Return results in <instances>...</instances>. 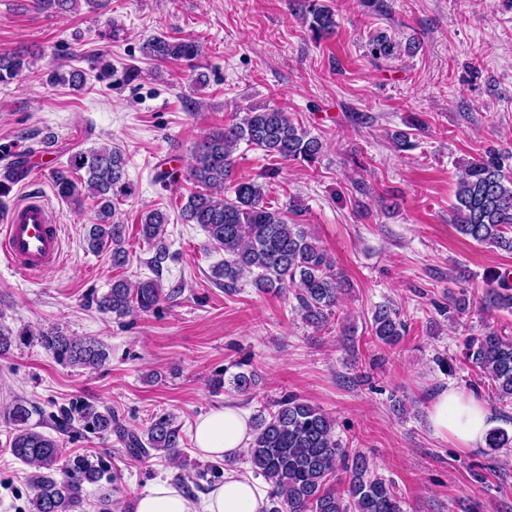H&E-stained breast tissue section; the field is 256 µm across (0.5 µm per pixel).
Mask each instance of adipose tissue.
<instances>
[{
    "mask_svg": "<svg viewBox=\"0 0 512 512\" xmlns=\"http://www.w3.org/2000/svg\"><path fill=\"white\" fill-rule=\"evenodd\" d=\"M429 423L436 436L453 439L469 449L484 447L488 432L495 426L482 401L451 386L432 399ZM252 439L247 413L233 405L212 410L195 427L199 454L213 460L242 456ZM265 506L257 483L228 467L222 482L199 499L187 496L169 481H156L138 496L135 512H263Z\"/></svg>",
    "mask_w": 512,
    "mask_h": 512,
    "instance_id": "1",
    "label": "adipose tissue"
}]
</instances>
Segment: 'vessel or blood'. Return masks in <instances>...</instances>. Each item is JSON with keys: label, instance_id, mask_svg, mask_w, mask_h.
<instances>
[{"label": "vessel or blood", "instance_id": "vessel-or-blood-1", "mask_svg": "<svg viewBox=\"0 0 512 512\" xmlns=\"http://www.w3.org/2000/svg\"><path fill=\"white\" fill-rule=\"evenodd\" d=\"M62 239L40 196L32 195L0 222V256L25 275L36 277L58 264Z\"/></svg>", "mask_w": 512, "mask_h": 512}]
</instances>
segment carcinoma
Here are the masks:
<instances>
[{"instance_id":"carcinoma-1","label":"carcinoma","mask_w":512,"mask_h":512,"mask_svg":"<svg viewBox=\"0 0 512 512\" xmlns=\"http://www.w3.org/2000/svg\"><path fill=\"white\" fill-rule=\"evenodd\" d=\"M94 8L103 0H36L40 9L68 13L80 2ZM297 10L303 23L320 39L332 35L338 23L334 10L320 0H299ZM153 61H192L201 56L193 39L153 36L141 46ZM28 67L19 54L0 55V82L16 78ZM54 81L75 87L84 85V73L59 70ZM262 150L284 161L314 162L323 143L296 124L278 107H253L244 116L224 125L197 142L186 177L199 190L181 207L185 224H198L214 248L224 251V261L214 267L213 276L232 291L248 278L261 293L292 289L297 308L312 324H320L335 312L344 292L342 277L325 249L304 224L289 221L296 207L274 208L265 199L263 184L235 172L240 143ZM496 149L465 166L457 180L453 224L461 235L479 244L512 254V167ZM127 160L112 146L80 150L69 157L67 167L54 174L57 193L79 205L84 198L95 202L92 224L86 232L87 250L108 252L112 265L128 260L126 226L115 218L119 197L128 192ZM31 171L30 157L18 156L0 174V191L23 181ZM168 216L159 209L144 212L139 234L155 250L150 265L160 268L168 255L165 243ZM172 294L164 293L158 280L147 278L112 280L111 288L98 301L104 314L122 318L133 312H153ZM483 307L512 313V280L493 278L480 298ZM406 329L400 312L388 305L378 306L372 316L371 335L392 346ZM38 343L53 358L72 367L97 369L108 359L102 343L58 331L23 327L17 331L0 327V356L12 346ZM465 360L488 380V388L504 406L512 405V336L486 327L476 336L463 339ZM250 362L236 363L240 371L232 384L240 394L256 385L257 373ZM31 411L26 402H15L9 411L13 425L12 455L35 469L34 490L29 512H84L85 485L99 482L107 472L104 461L94 463L84 456L62 460L59 442L28 425ZM65 424L77 423L100 436L115 434L132 458L162 452L168 457L183 454L181 429L168 413L152 417L144 435L123 426L108 407L80 402L63 411ZM253 440L246 451L253 472L268 485L265 512H404L395 485L376 475L367 456L348 450L336 439L335 420L319 406L296 395L282 396L271 409L260 406L253 420ZM512 444L507 432L492 429L487 438L496 450ZM344 474L343 488L333 487V477Z\"/></svg>"}]
</instances>
